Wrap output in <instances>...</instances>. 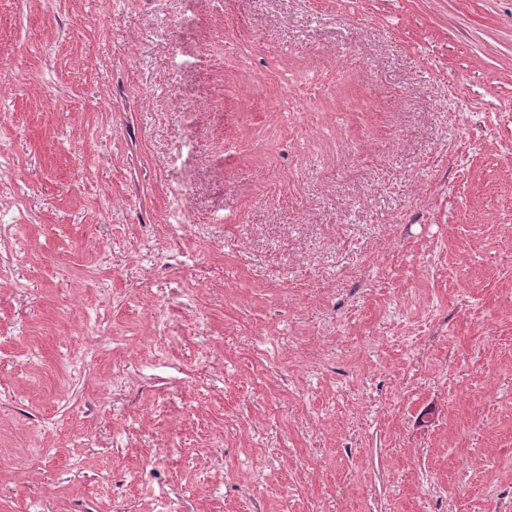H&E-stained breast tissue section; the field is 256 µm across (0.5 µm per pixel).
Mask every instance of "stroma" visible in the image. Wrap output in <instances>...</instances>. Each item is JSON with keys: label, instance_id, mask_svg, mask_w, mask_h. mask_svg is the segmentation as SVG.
<instances>
[{"label": "stroma", "instance_id": "stroma-1", "mask_svg": "<svg viewBox=\"0 0 512 512\" xmlns=\"http://www.w3.org/2000/svg\"><path fill=\"white\" fill-rule=\"evenodd\" d=\"M1 223L0 512H512V0H0Z\"/></svg>", "mask_w": 512, "mask_h": 512}]
</instances>
